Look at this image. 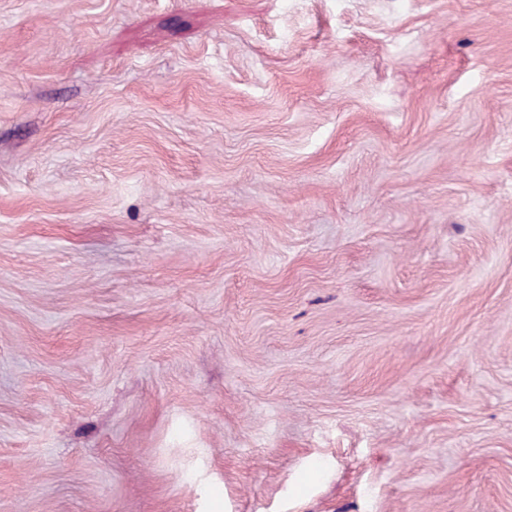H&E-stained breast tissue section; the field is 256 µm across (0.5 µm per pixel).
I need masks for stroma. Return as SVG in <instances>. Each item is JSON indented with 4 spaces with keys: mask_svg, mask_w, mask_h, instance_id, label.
Listing matches in <instances>:
<instances>
[{
    "mask_svg": "<svg viewBox=\"0 0 512 512\" xmlns=\"http://www.w3.org/2000/svg\"><path fill=\"white\" fill-rule=\"evenodd\" d=\"M0 512H512V0H0Z\"/></svg>",
    "mask_w": 512,
    "mask_h": 512,
    "instance_id": "1",
    "label": "stroma"
}]
</instances>
